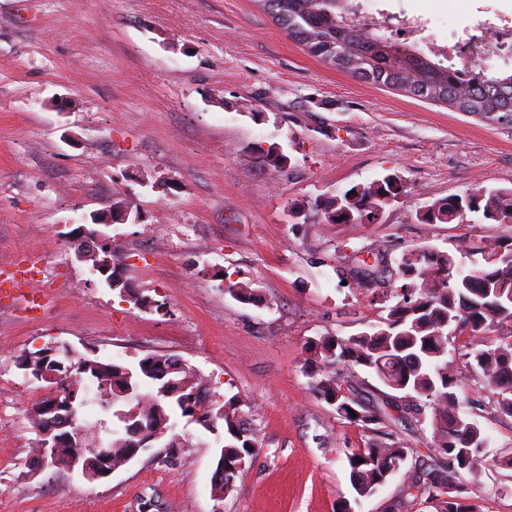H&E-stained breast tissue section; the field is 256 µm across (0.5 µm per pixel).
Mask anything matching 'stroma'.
Segmentation results:
<instances>
[{"mask_svg": "<svg viewBox=\"0 0 512 512\" xmlns=\"http://www.w3.org/2000/svg\"><path fill=\"white\" fill-rule=\"evenodd\" d=\"M420 15L435 42L512 0H360ZM280 147L275 166L264 151ZM404 194L374 224H330L315 202L386 173ZM512 189V127L360 81L310 56L257 0H0V269L52 275L40 317L0 303V512H386L420 459L360 497L347 456L370 439L310 387L307 345L355 335L387 310L350 281L348 257L453 250L512 224H424L426 203ZM302 204L300 218L290 215ZM120 206L108 228L130 291L106 287L57 242ZM252 282L242 304L223 278ZM68 343L104 360L174 356L217 396H238L258 441L222 499L221 443L181 418L163 442L88 482L28 465L43 392L20 355ZM458 412L483 429L490 461L512 452V415L467 380ZM462 503L512 512V472L468 478Z\"/></svg>", "mask_w": 512, "mask_h": 512, "instance_id": "obj_1", "label": "stroma"}]
</instances>
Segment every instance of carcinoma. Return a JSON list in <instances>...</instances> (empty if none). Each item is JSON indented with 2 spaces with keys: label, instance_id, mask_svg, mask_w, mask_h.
I'll use <instances>...</instances> for the list:
<instances>
[{
  "label": "carcinoma",
  "instance_id": "obj_1",
  "mask_svg": "<svg viewBox=\"0 0 512 512\" xmlns=\"http://www.w3.org/2000/svg\"><path fill=\"white\" fill-rule=\"evenodd\" d=\"M258 2L293 41L329 67L456 112L512 125V70L446 65L440 53L388 36L390 17L365 14L353 0ZM403 193L400 176L388 173L324 197L318 207L330 224H374ZM469 214L488 224H512V189L478 187L438 199L419 211V220L461 223ZM511 252L512 237L482 246L464 238L453 251L407 252L395 271L403 284L382 296L385 302L397 298L382 322L348 338L322 336L307 347V375L316 396L370 434L366 447L348 456L351 484L359 496L374 494L386 484L389 469L414 451L400 425L410 416L422 422L429 417L427 454L421 468L406 478L399 506L415 512L422 500L436 496V512H478L476 505L466 507L455 499L464 490V475L477 476L488 461L481 428L456 413V389L462 379L456 360L448 359V346L454 344L449 333L467 336L461 353L465 363L480 384L494 391L498 406L512 413V260L506 259ZM224 292L243 304L257 299L256 289L244 281L224 279ZM52 363L92 384L104 409L126 402L116 389L133 388L136 400L130 408L137 410L135 420L144 425L139 437L113 430L112 439L105 441L77 425L83 445L97 441L112 454L114 466H123L136 444L151 447L148 439L159 423L168 426L178 415L193 418L194 395L213 406L214 424L224 429V478L212 485L217 494L233 489L235 474L230 469L258 448L252 429H241L237 397L223 403L211 400L207 380L185 363H170L165 370L156 357L145 356L127 365L91 358L72 347L58 355H22L18 366L35 382L43 365ZM357 367L382 382L388 378L398 383L404 395L362 402L350 381ZM50 403L46 396L33 407L31 421L40 435L53 423L45 411Z\"/></svg>",
  "mask_w": 512,
  "mask_h": 512
}]
</instances>
